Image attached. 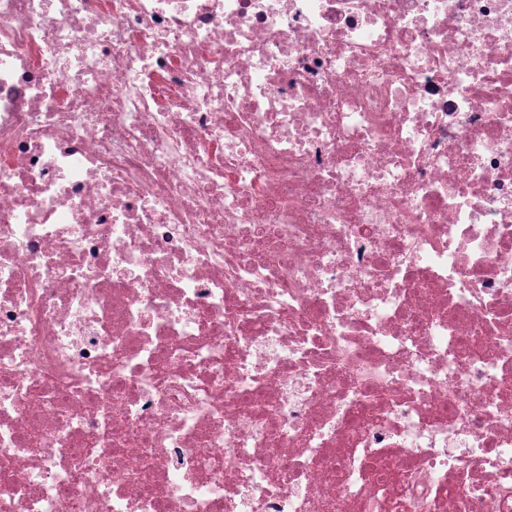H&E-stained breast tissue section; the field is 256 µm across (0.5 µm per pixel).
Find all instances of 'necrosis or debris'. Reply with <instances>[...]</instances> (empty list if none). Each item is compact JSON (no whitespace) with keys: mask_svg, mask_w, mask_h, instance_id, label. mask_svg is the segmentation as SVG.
<instances>
[{"mask_svg":"<svg viewBox=\"0 0 512 512\" xmlns=\"http://www.w3.org/2000/svg\"><path fill=\"white\" fill-rule=\"evenodd\" d=\"M0 512H512V0H0Z\"/></svg>","mask_w":512,"mask_h":512,"instance_id":"necrosis-or-debris-1","label":"necrosis or debris"}]
</instances>
